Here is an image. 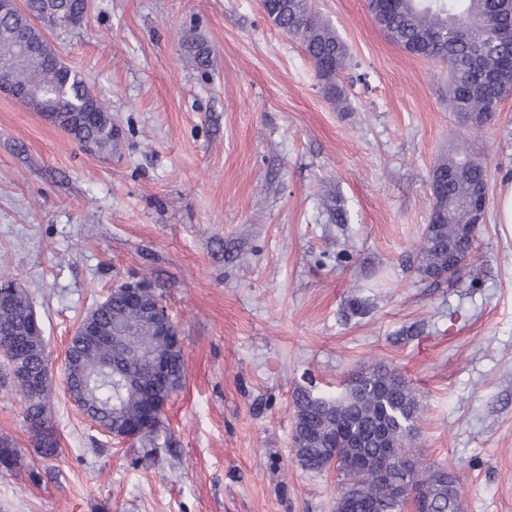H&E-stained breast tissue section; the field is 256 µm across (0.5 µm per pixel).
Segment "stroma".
Wrapping results in <instances>:
<instances>
[{
    "label": "stroma",
    "instance_id": "35a3bbf8",
    "mask_svg": "<svg viewBox=\"0 0 512 512\" xmlns=\"http://www.w3.org/2000/svg\"><path fill=\"white\" fill-rule=\"evenodd\" d=\"M313 3L350 49L340 103L259 0H88L81 25L47 31L108 106L111 155L0 92V276L40 319L59 444L43 457L0 387V437L20 455L0 468V512H334L335 470L295 458L293 394L339 395L378 363L413 387V454L456 473L462 512H512V97L462 126L445 64L394 44L366 0ZM462 151L489 170L474 288L414 271L429 172ZM142 277L186 363L151 444L98 432L63 385L76 323ZM353 293L365 314L347 315Z\"/></svg>",
    "mask_w": 512,
    "mask_h": 512
}]
</instances>
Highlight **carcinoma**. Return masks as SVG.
Wrapping results in <instances>:
<instances>
[{
	"mask_svg": "<svg viewBox=\"0 0 512 512\" xmlns=\"http://www.w3.org/2000/svg\"><path fill=\"white\" fill-rule=\"evenodd\" d=\"M383 4L384 0H367L375 22L393 43L422 59L448 65V105L456 115L472 111L468 93L479 83V70L471 66V57L478 53L484 68L499 71L497 83L485 91L484 106L475 115L478 125L490 120L512 94V68L502 66L504 58L512 57V44L496 42L485 18L512 25V0H394L387 8ZM25 7V12L0 14V61L8 64L0 78L32 92L39 112L90 107L91 116L79 129L69 131V139L76 144L91 140L98 155L112 153V114L84 79L59 59L35 24L40 20L52 26H77L86 17L88 0H26ZM268 17L281 32L299 41L325 97L341 100L339 76L348 50L336 32L313 15L311 0H275ZM486 183L487 167L470 158L444 159L432 167L430 220L416 267L421 279L450 286L463 277L472 285L481 280V267L472 262L454 268V248L460 225L474 221L468 209L471 188ZM104 324L112 329L130 325L135 332L113 338L110 345L73 347L80 357L67 375L68 386L85 376L91 378L88 396L93 404L85 410L87 417L105 427L114 422L137 424L138 439L151 443L164 429V418L141 424L145 396L165 399L180 389L186 374L184 360L173 356L168 377H156L149 360L167 352L170 342L156 335L144 309L128 306L117 292ZM32 331L31 305L18 288L13 305L0 309V342L14 336L28 340L27 360L36 379L48 370L49 356L43 354ZM121 347L131 354L121 365L135 382L130 389L95 375L99 362ZM0 383L13 385L22 397L24 420L42 454L57 455L58 441L48 424L47 406L35 400L29 384L10 379L6 369H0ZM418 411L414 389L399 371L384 364L350 376L336 397L301 389L293 398L295 457L302 468L321 472L327 469L325 449L336 450V471L341 477L336 512H406L409 507L414 512H461L459 481L452 472L417 460L410 470L403 469L402 460L418 436ZM17 460L16 449L1 437L0 467L10 470ZM401 484L412 486V499L391 491Z\"/></svg>",
	"mask_w": 512,
	"mask_h": 512,
	"instance_id": "carcinoma-1",
	"label": "carcinoma"
}]
</instances>
